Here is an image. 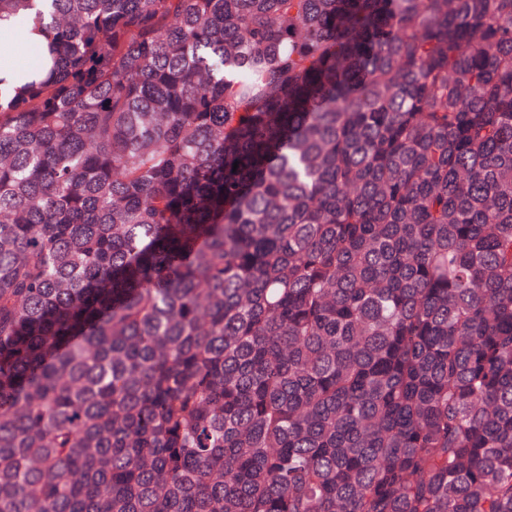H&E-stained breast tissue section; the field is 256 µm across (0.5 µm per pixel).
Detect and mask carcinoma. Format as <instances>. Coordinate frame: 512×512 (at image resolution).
Listing matches in <instances>:
<instances>
[{
  "instance_id": "1",
  "label": "carcinoma",
  "mask_w": 512,
  "mask_h": 512,
  "mask_svg": "<svg viewBox=\"0 0 512 512\" xmlns=\"http://www.w3.org/2000/svg\"><path fill=\"white\" fill-rule=\"evenodd\" d=\"M12 18L0 512H512V0Z\"/></svg>"
}]
</instances>
